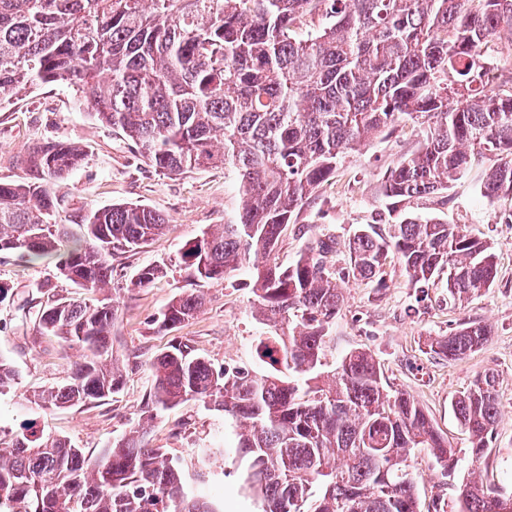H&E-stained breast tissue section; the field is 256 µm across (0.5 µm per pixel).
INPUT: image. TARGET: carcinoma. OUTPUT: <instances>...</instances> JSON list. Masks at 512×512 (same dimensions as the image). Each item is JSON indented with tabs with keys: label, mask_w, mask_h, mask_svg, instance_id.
<instances>
[{
	"label": "carcinoma",
	"mask_w": 512,
	"mask_h": 512,
	"mask_svg": "<svg viewBox=\"0 0 512 512\" xmlns=\"http://www.w3.org/2000/svg\"><path fill=\"white\" fill-rule=\"evenodd\" d=\"M313 12L323 25L298 34ZM503 30L512 34V0H0V102L28 85L57 83L164 175L224 166L234 208L185 243L175 266L200 283L247 270L256 316L281 331L255 340L264 373L216 366L188 339L171 344L149 363L137 422L96 457L20 425L0 441V512H221L188 495L182 464L150 446L154 423L189 401L230 419L246 458L241 488L260 512H421L413 451L427 449L456 469L462 459L370 351L347 352L324 378L346 277L333 260L336 241L311 242L286 267L272 253L345 155L405 116L428 126L419 149L385 175L392 204L448 189L487 156L494 164L481 195L512 200V93L489 84L488 49ZM85 160L79 147L47 140L29 154L31 176L0 181V252L54 257L74 288L37 314L38 334L80 353L65 381L29 399L42 409L119 393L117 308L93 294L111 283L114 256L148 246L167 226L164 215L133 203L58 223L56 183ZM344 249L352 275L381 280L396 260L409 287L446 288L450 305L497 276L493 244L411 213L387 235L357 230ZM167 270L164 261L147 264L131 284L146 287ZM203 304L196 288L180 293L151 323L177 329ZM487 336L486 326L463 320L427 347L460 360ZM16 380L0 357V395ZM452 410L474 463L498 425L496 373L476 376ZM223 453L199 449L194 474L205 475ZM427 512H512V495L462 482L451 503L437 498Z\"/></svg>",
	"instance_id": "carcinoma-1"
}]
</instances>
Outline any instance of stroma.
I'll return each instance as SVG.
<instances>
[{"label":"stroma","mask_w":512,"mask_h":512,"mask_svg":"<svg viewBox=\"0 0 512 512\" xmlns=\"http://www.w3.org/2000/svg\"><path fill=\"white\" fill-rule=\"evenodd\" d=\"M423 129L420 121L402 118L389 135L373 138L343 158L333 177L284 230L274 253L276 262L289 265L317 238L345 242L367 224L387 230L394 215L381 193L382 183L387 170L421 143ZM51 139L80 145L88 153L84 166L56 186L64 199L59 223H72L78 213L95 207L124 202L153 208L168 220L165 235L140 252L113 261L114 278L106 293L118 305L112 355L123 370V384L114 397L84 407L44 410L28 403L29 395L67 378L76 361L75 351L55 337L38 335L35 328L36 313L48 297L70 295L71 288L60 277L55 260L29 264L17 254L0 252V284L9 289L7 301L0 304V356L18 371L12 392L0 396V429L14 430L31 419L37 428L67 437L95 456L129 430L149 393L148 364L173 340H191L214 364L255 370L259 364L254 338L265 327L255 318L249 275L244 271L205 284V303L194 318L161 333L151 323L153 314L175 295L193 289V282L183 271L172 270L149 286L130 285L137 268L176 258L181 246L199 237L208 225L223 223L233 196L232 180L225 177L223 168L180 176L156 172L122 137L96 123L89 107L78 103L65 87L38 84L0 104V181L25 177V161L32 148ZM489 165V160L479 161L445 194L415 201L410 208L464 225L473 236L493 242L498 273L492 288L452 307L443 288L418 297L407 288L396 262L386 267L383 282L346 279L341 284L343 303L331 329L325 369L333 371L350 350H370L389 381L414 397L449 447L461 456L471 443L454 417L451 402L479 373L497 372L501 413L496 432L483 456L477 462L463 463L459 474H475L484 484L512 495V224L500 220L512 202L492 204L481 196L480 185ZM464 319L490 328L484 345L456 361L432 357L425 345L427 337L446 335ZM152 439L154 446L184 463L197 448L223 443L224 416L191 401L166 412ZM410 465L417 475L421 505L447 493L440 468L428 451L415 450ZM244 467L237 450L228 449L225 456L215 459L206 481L186 478L184 490L223 504L224 512H257L253 498L239 490Z\"/></svg>","instance_id":"1"}]
</instances>
